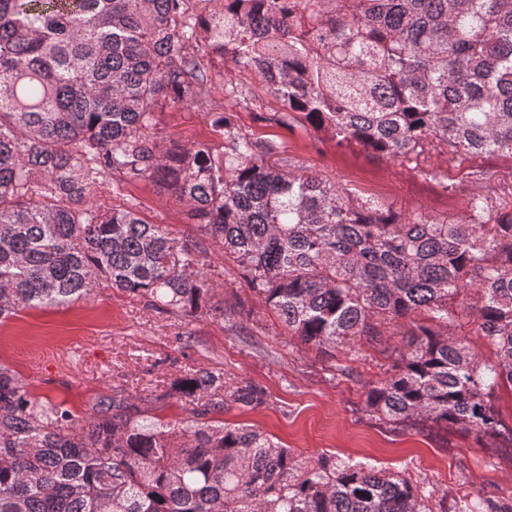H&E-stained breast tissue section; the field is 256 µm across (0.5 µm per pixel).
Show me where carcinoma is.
<instances>
[{"mask_svg": "<svg viewBox=\"0 0 512 512\" xmlns=\"http://www.w3.org/2000/svg\"><path fill=\"white\" fill-rule=\"evenodd\" d=\"M210 60L233 64L226 108L269 96L267 122L357 143L452 196L469 179L462 217H402L227 111L222 153L160 147L158 112L206 101ZM491 156L512 165V0H0V322L104 283L242 331L264 309L327 360L397 336L366 412L512 446L492 403L512 388V207L489 218L486 174L465 167ZM115 178L184 204L246 297L216 308L202 242L93 199ZM473 323L495 363L466 343ZM266 398L192 370L81 416L0 364V512H447L405 475L220 418ZM172 399L180 420L160 415Z\"/></svg>", "mask_w": 512, "mask_h": 512, "instance_id": "cac0c4a2", "label": "carcinoma"}]
</instances>
